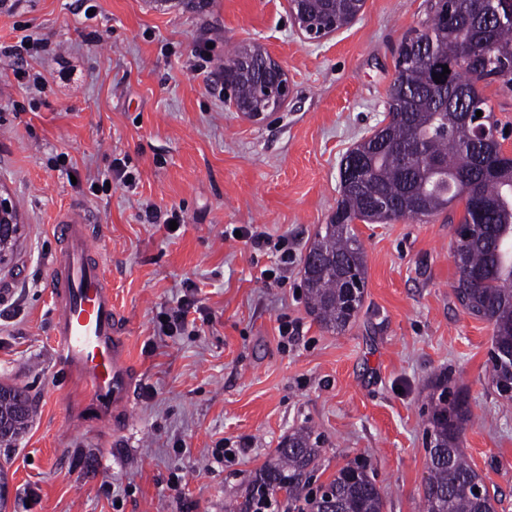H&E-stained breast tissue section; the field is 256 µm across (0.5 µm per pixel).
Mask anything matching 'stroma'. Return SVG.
<instances>
[{"mask_svg":"<svg viewBox=\"0 0 512 512\" xmlns=\"http://www.w3.org/2000/svg\"><path fill=\"white\" fill-rule=\"evenodd\" d=\"M428 0H365L348 27L305 40L287 0H18L0 10V196L19 224L0 261V385L34 412L0 447L5 512H237L282 439L309 426L322 451L311 487L364 456L384 512H422L437 376L473 413L461 448L512 512V401L487 373L492 327L456 301L452 254L463 202L421 219L355 222L366 288L344 332L302 292L304 258L339 197V169L383 122L405 34ZM261 45L290 96L252 121L224 100L227 53ZM43 74L44 89L16 79ZM512 156V85L479 82ZM66 155L59 165L58 155ZM131 172L125 183L114 166ZM83 208L112 278L136 376L123 430L71 422L59 397L49 264L52 226ZM177 214V231L149 212ZM265 234L252 248L235 229ZM278 280L262 270L277 267ZM196 285L205 321L166 336L159 316ZM298 324L283 340L281 321ZM238 449L212 457L217 442ZM180 490L169 487L171 476Z\"/></svg>","mask_w":512,"mask_h":512,"instance_id":"obj_1","label":"stroma"}]
</instances>
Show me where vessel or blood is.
<instances>
[{
  "instance_id": "1",
  "label": "vessel or blood",
  "mask_w": 512,
  "mask_h": 512,
  "mask_svg": "<svg viewBox=\"0 0 512 512\" xmlns=\"http://www.w3.org/2000/svg\"><path fill=\"white\" fill-rule=\"evenodd\" d=\"M53 229L60 241L50 264L56 359L82 384L85 408L109 427L128 414L135 386L122 317L84 210L63 211Z\"/></svg>"
}]
</instances>
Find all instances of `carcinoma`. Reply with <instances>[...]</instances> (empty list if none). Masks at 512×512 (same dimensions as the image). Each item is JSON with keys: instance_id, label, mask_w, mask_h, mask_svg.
<instances>
[{"instance_id": "obj_1", "label": "carcinoma", "mask_w": 512, "mask_h": 512, "mask_svg": "<svg viewBox=\"0 0 512 512\" xmlns=\"http://www.w3.org/2000/svg\"><path fill=\"white\" fill-rule=\"evenodd\" d=\"M365 0H300L299 9L314 25H350ZM480 31L462 21H447L443 8L434 12L427 31L400 52L398 76L389 90L394 117L381 133L358 143L348 154L360 167L358 185L344 183L330 222L315 233L309 253L320 263H304L303 284L309 312L325 329L341 332L361 307L366 285L362 245L352 224H381L438 213L464 201L459 223L470 226L468 237L454 246L456 279L453 294L468 314L493 325V348L499 355L489 364V379L497 393L512 400V158L496 147V169L486 170L482 148L462 112L486 111L477 83L496 76L512 82V16H504L489 31V45L479 43ZM436 59H459L443 87L433 80L420 51ZM253 55L256 67L238 73L240 58ZM264 52L253 47L224 59V74L233 78V95L249 112H267ZM482 188L486 206L474 210L465 181ZM431 397L426 429L429 438L428 478L423 512H496L479 473L461 451V434L472 414L466 397L451 396L448 381L438 380ZM30 408L16 393L0 391V442L8 444L28 426ZM320 452V436L299 428L283 440L275 457L251 480L239 512H266L271 495L302 499L308 468ZM364 457L347 462L327 492L307 494L301 512H383L381 488L369 474ZM482 488V494L474 492Z\"/></svg>"}]
</instances>
